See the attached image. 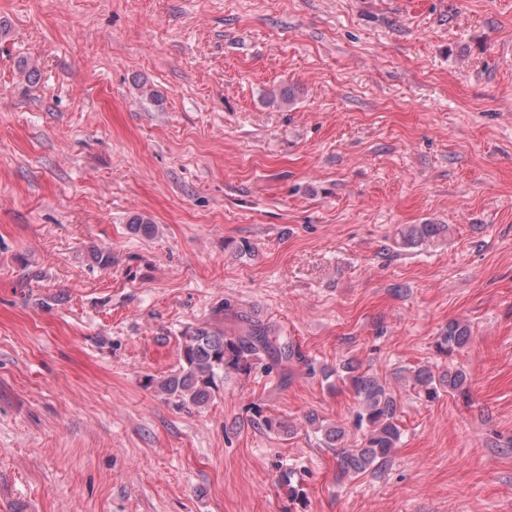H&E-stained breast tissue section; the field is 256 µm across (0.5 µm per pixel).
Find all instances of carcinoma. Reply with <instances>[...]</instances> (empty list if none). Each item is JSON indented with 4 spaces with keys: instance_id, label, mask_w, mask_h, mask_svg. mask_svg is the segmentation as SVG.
<instances>
[{
    "instance_id": "cac0c4a2",
    "label": "carcinoma",
    "mask_w": 512,
    "mask_h": 512,
    "mask_svg": "<svg viewBox=\"0 0 512 512\" xmlns=\"http://www.w3.org/2000/svg\"><path fill=\"white\" fill-rule=\"evenodd\" d=\"M442 224H414L402 231L405 242L421 245L439 236ZM471 339L468 325L453 320L435 341L436 352L451 357L464 348ZM266 370L281 369V375L295 366H303L308 374L316 368L289 336H283L269 325L253 320L245 313L237 315V326L228 332L199 327L182 336L181 368L157 383L158 389L184 404L203 405L211 400L224 381L248 377L260 363ZM417 394L427 402H434L442 394L468 396L467 374L461 368H447L434 372L421 366L411 371ZM341 379L349 384L357 399L353 425L363 430L362 440L354 447L341 445L343 428L325 426L319 418L310 415L306 423L322 433L328 448H338V466L343 474H361L382 468L392 457L401 439L400 406L394 392L379 377L361 371V364L352 360L343 363ZM250 422L266 432L290 434L294 426L263 414L253 407Z\"/></svg>"
}]
</instances>
